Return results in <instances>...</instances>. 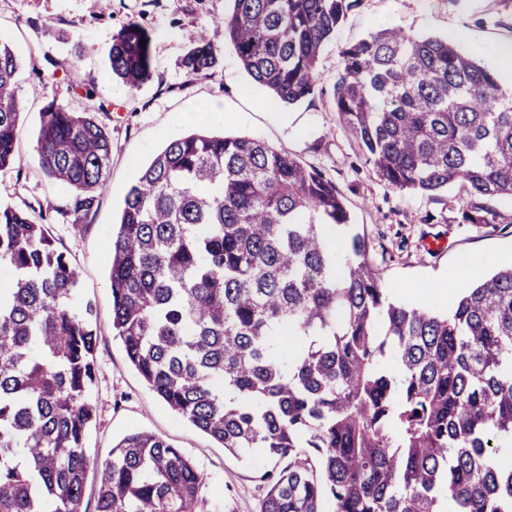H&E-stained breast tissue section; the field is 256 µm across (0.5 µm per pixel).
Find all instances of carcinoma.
Wrapping results in <instances>:
<instances>
[{
    "instance_id": "carcinoma-1",
    "label": "carcinoma",
    "mask_w": 512,
    "mask_h": 512,
    "mask_svg": "<svg viewBox=\"0 0 512 512\" xmlns=\"http://www.w3.org/2000/svg\"><path fill=\"white\" fill-rule=\"evenodd\" d=\"M363 0H233L224 42L277 104L321 92L324 45ZM190 75L212 69L206 31ZM135 19L112 75L151 73ZM332 108L391 186L512 198V87L443 36L386 24L341 51ZM18 59L0 40V172L17 163ZM49 103L36 152L83 223L108 187L109 130ZM461 221L511 224L487 203ZM112 330L173 412L224 450L288 460L260 512H512V263L445 312L392 301L336 184L246 136L193 131L129 186L110 244ZM0 512H199L206 474L165 438L127 433L92 460L96 306L43 212L0 199ZM391 358L395 369L384 366Z\"/></svg>"
}]
</instances>
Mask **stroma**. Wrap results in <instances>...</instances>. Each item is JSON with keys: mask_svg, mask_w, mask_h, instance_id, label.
Masks as SVG:
<instances>
[{"mask_svg": "<svg viewBox=\"0 0 512 512\" xmlns=\"http://www.w3.org/2000/svg\"><path fill=\"white\" fill-rule=\"evenodd\" d=\"M231 8V0H0V38L20 60L22 102L21 171L0 175V198L49 213L66 208L65 191L44 174L35 151L40 114L48 103L81 112L86 90H95L104 104L96 118L112 136L106 192L84 223L57 219L50 226L81 270V299L98 306V374L90 392L97 419L86 436V452L104 459L133 430L163 436L208 478L200 512H259L268 490L266 474L284 463L265 456L243 463L158 400L112 334L108 279V244L131 181L169 142L185 135L192 120H201L211 132L258 138L335 182L351 223L371 243L384 288L395 299L414 301L417 286L454 272L487 275L512 252V224L461 222L469 199L457 187L430 199L384 181L340 123L328 95L289 108L269 102L224 44L221 21ZM132 18L151 37L152 78L131 93L113 81L107 53L114 35ZM387 23L416 36L448 37L495 70L503 85L512 84V71L498 63L499 48L512 43V0H363L322 50L324 86L334 82L342 48ZM202 27L216 48L217 63L191 76L180 62L189 33ZM56 61L71 64V71L54 81L40 80V72Z\"/></svg>", "mask_w": 512, "mask_h": 512, "instance_id": "stroma-1", "label": "stroma"}]
</instances>
